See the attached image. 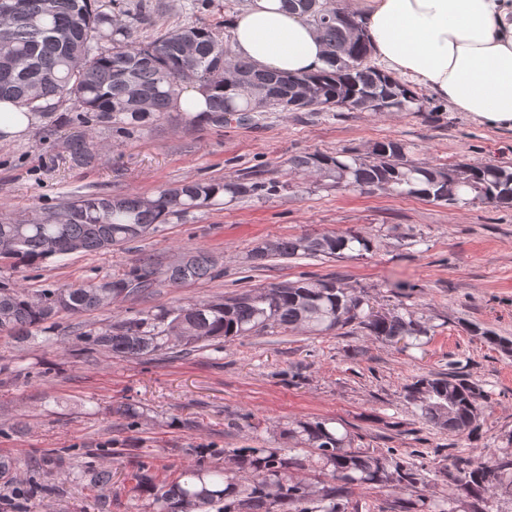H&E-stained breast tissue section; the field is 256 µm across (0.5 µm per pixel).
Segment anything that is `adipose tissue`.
<instances>
[{"mask_svg":"<svg viewBox=\"0 0 512 512\" xmlns=\"http://www.w3.org/2000/svg\"><path fill=\"white\" fill-rule=\"evenodd\" d=\"M374 56L456 109L512 128V0H355ZM236 57L278 73L324 66L322 37L282 0H251L231 21Z\"/></svg>","mask_w":512,"mask_h":512,"instance_id":"1","label":"adipose tissue"}]
</instances>
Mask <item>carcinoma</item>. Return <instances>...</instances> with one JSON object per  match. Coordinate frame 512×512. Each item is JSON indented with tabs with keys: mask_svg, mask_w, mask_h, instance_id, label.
Returning a JSON list of instances; mask_svg holds the SVG:
<instances>
[{
	"mask_svg": "<svg viewBox=\"0 0 512 512\" xmlns=\"http://www.w3.org/2000/svg\"><path fill=\"white\" fill-rule=\"evenodd\" d=\"M19 11L0 17V101L10 100L34 114L55 109L54 100L72 96L81 107L73 120L81 126L105 123L130 133L153 117L174 111L183 82L190 80L206 96L207 112L177 113L198 127L241 123L255 113L413 112L417 98L410 86L371 64L363 18L338 0H286L321 33L326 67L312 74L264 71L237 58L230 32L205 24L160 31L146 42L137 28L152 23L145 0H128L106 12L97 0H19ZM77 165L90 163L99 145L85 135L67 144ZM292 172L328 180L356 191H392L441 204L488 203L512 206V169L488 164L455 165L414 162L398 139L373 144L365 155L305 153L288 161ZM266 191L252 178L191 180L161 187L150 196L87 193L47 211L18 220L0 213V261L28 265L55 256L50 242L78 245L96 252L139 240L173 216L209 208L220 197L238 199ZM360 234L280 238L256 247L255 260L296 256L333 257L366 251ZM216 262L202 249L184 253L163 266L151 258L122 278L88 279L57 288L31 291L0 282V332L24 340L47 324L56 327L65 315L110 308L123 298L136 300L159 284L176 288L213 276ZM356 326L381 341L420 337L427 330L415 320L373 315L369 299L332 279L303 278L286 284L246 290L224 300L199 301L155 310L128 312L104 327L77 333L85 354L115 358L188 354L212 343L264 332L302 329L322 335ZM424 396L414 399V393ZM421 418L430 425L464 434L473 430L484 408L480 388L464 375L423 376L406 389ZM292 447L235 448L236 466L250 476L241 485L224 468L200 458L172 482L159 483L144 463L131 474L134 489L152 499L154 512H346L355 489L391 484L411 490L424 481L426 467L399 460L395 449L363 451L354 436L334 418L296 421L286 430ZM313 454L326 481L311 485L293 479L303 465L301 453ZM455 479L472 498L469 512H483L488 492L512 493V453L497 459L457 458ZM399 512H458L450 501L397 502Z\"/></svg>",
	"mask_w": 512,
	"mask_h": 512,
	"instance_id": "obj_1",
	"label": "carcinoma"
}]
</instances>
